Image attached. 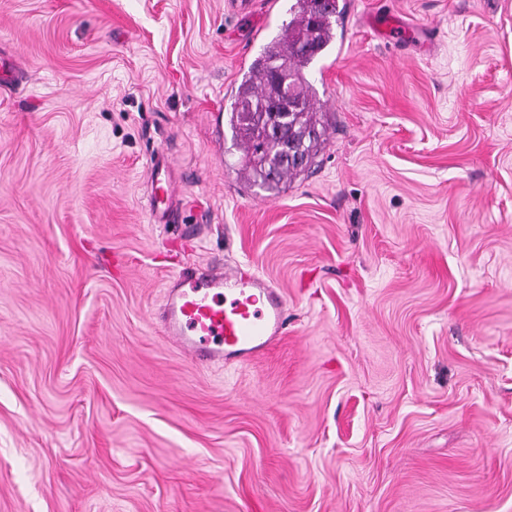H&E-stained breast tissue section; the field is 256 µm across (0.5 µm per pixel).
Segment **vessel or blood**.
<instances>
[{"label": "vessel or blood", "mask_w": 512, "mask_h": 512, "mask_svg": "<svg viewBox=\"0 0 512 512\" xmlns=\"http://www.w3.org/2000/svg\"><path fill=\"white\" fill-rule=\"evenodd\" d=\"M151 186L150 220L168 223L176 192L165 155L156 157ZM159 322L167 339L197 361L248 363L283 335L287 309L261 277L192 266L169 281Z\"/></svg>", "instance_id": "vessel-or-blood-1"}]
</instances>
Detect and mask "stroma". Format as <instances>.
<instances>
[{
  "label": "stroma",
  "mask_w": 512,
  "mask_h": 512,
  "mask_svg": "<svg viewBox=\"0 0 512 512\" xmlns=\"http://www.w3.org/2000/svg\"><path fill=\"white\" fill-rule=\"evenodd\" d=\"M291 4L0 0V512H512V0H339L270 190L229 118ZM206 263L286 298L251 363L162 334ZM150 220L154 224H169V214L176 200V192L165 154L157 152L151 170Z\"/></svg>",
  "instance_id": "1"
}]
</instances>
